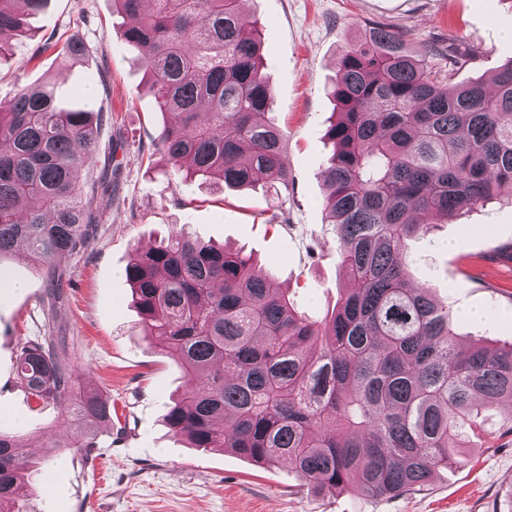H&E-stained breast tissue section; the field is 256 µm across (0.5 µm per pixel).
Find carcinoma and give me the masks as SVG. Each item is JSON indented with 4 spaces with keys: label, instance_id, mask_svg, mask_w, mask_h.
Instances as JSON below:
<instances>
[{
    "label": "carcinoma",
    "instance_id": "obj_1",
    "mask_svg": "<svg viewBox=\"0 0 512 512\" xmlns=\"http://www.w3.org/2000/svg\"><path fill=\"white\" fill-rule=\"evenodd\" d=\"M241 0H112L133 20L137 52L164 122L156 143L182 181L228 189L288 187L286 135L265 119L273 96L261 42ZM48 0H0V57ZM67 39L64 61L86 54ZM478 57L457 40L422 57L406 32L368 23L338 61V117L324 172V211L351 287L320 320L299 313L252 257L180 231L137 251L126 269L144 336L187 384L165 415L192 448L286 462L315 494L396 496L459 463L478 415L512 406V346L464 347L448 308L409 279L407 242L435 217L470 212L512 187V60L453 84ZM104 113L63 108L47 86L0 104V256L19 245L62 299L60 264L88 245L93 222L79 176ZM18 375L38 406L66 405L85 427L112 424V400L75 392L58 336L22 343ZM32 479L24 438L0 429V512H20Z\"/></svg>",
    "mask_w": 512,
    "mask_h": 512
}]
</instances>
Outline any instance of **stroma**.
<instances>
[{"label":"stroma","mask_w":512,"mask_h":512,"mask_svg":"<svg viewBox=\"0 0 512 512\" xmlns=\"http://www.w3.org/2000/svg\"><path fill=\"white\" fill-rule=\"evenodd\" d=\"M244 14L260 25L274 97L269 118L288 134V188L279 194L183 185L163 174L153 144L164 117L137 53L122 39L127 19L113 12L112 0H49L31 21L36 37L18 40L13 58L0 63V103L47 84L60 106L107 111L81 172V194H90L104 167L116 171L88 247L64 263L67 299L52 318L42 311L43 271L18 251L0 261V276L22 287L0 304V429L25 433L42 466L37 486L20 492L24 512H512V408L505 405L480 418L460 465L396 497L318 496L287 465L191 448L165 426L185 379L140 332L125 277L134 249L187 228L253 255L299 312L322 317L348 286L323 206L324 134L335 110L329 91L348 40L367 22L408 29L407 45L419 55L456 38L480 52L455 74L458 84L489 77L512 59V0H245ZM72 36L88 47L77 62L61 63L43 47ZM279 204L287 223H267L265 210ZM408 259L412 277L455 313L465 342L512 343L511 203L435 219L429 234L410 240ZM465 308L482 320L460 318ZM48 335L65 338L81 388L110 395L116 408L91 457L76 447L84 428L58 406L30 410L17 376L21 344Z\"/></svg>","instance_id":"1"}]
</instances>
